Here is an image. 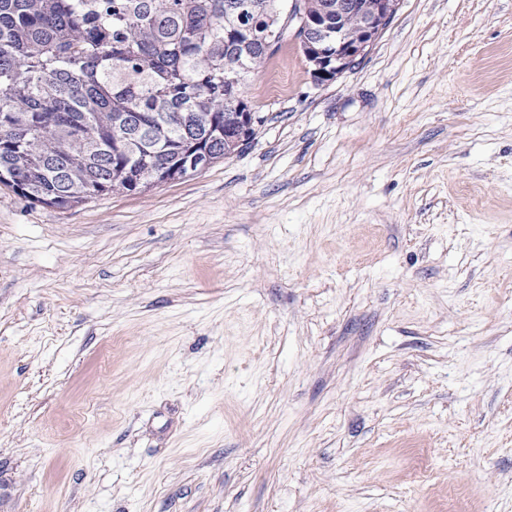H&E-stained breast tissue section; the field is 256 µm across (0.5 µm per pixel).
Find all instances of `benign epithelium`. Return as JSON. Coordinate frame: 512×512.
Returning a JSON list of instances; mask_svg holds the SVG:
<instances>
[{"mask_svg":"<svg viewBox=\"0 0 512 512\" xmlns=\"http://www.w3.org/2000/svg\"><path fill=\"white\" fill-rule=\"evenodd\" d=\"M398 5L399 0H331L320 21L309 17L305 9L298 12L294 36L307 52L313 80L323 84L349 70L376 42L384 22L397 11ZM253 121L255 113H244L232 128L231 139L238 143L246 141Z\"/></svg>","mask_w":512,"mask_h":512,"instance_id":"7a95c632","label":"benign epithelium"}]
</instances>
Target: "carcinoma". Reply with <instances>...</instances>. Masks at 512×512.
Wrapping results in <instances>:
<instances>
[{"instance_id": "obj_1", "label": "carcinoma", "mask_w": 512, "mask_h": 512, "mask_svg": "<svg viewBox=\"0 0 512 512\" xmlns=\"http://www.w3.org/2000/svg\"><path fill=\"white\" fill-rule=\"evenodd\" d=\"M281 0H0V183L59 208L213 163ZM237 72L224 83V69Z\"/></svg>"}]
</instances>
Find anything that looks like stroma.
<instances>
[{
  "label": "stroma",
  "instance_id": "obj_1",
  "mask_svg": "<svg viewBox=\"0 0 512 512\" xmlns=\"http://www.w3.org/2000/svg\"><path fill=\"white\" fill-rule=\"evenodd\" d=\"M246 95L183 179L0 184V512H512V0Z\"/></svg>",
  "mask_w": 512,
  "mask_h": 512
}]
</instances>
